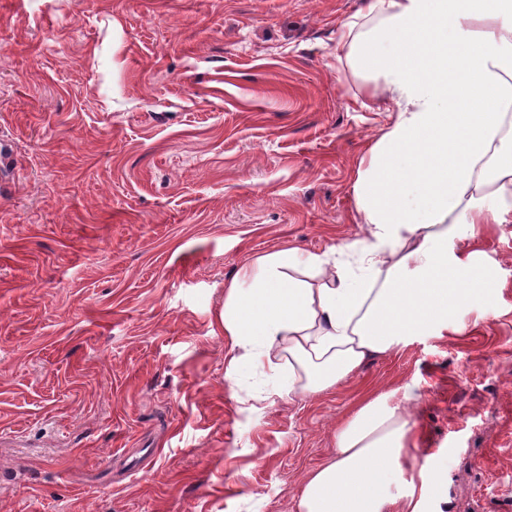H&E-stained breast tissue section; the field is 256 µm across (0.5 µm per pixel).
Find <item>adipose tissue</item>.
<instances>
[{"label": "adipose tissue", "instance_id": "1", "mask_svg": "<svg viewBox=\"0 0 512 512\" xmlns=\"http://www.w3.org/2000/svg\"><path fill=\"white\" fill-rule=\"evenodd\" d=\"M336 55L379 82L391 114L352 185L366 232L256 255L225 287L232 385L251 368L275 394L321 393L447 324L478 279L452 242L512 215V0H363ZM417 441L405 407L363 393L333 456L304 477L297 512H384Z\"/></svg>", "mask_w": 512, "mask_h": 512}]
</instances>
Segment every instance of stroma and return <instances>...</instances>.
<instances>
[{
	"instance_id": "stroma-1",
	"label": "stroma",
	"mask_w": 512,
	"mask_h": 512,
	"mask_svg": "<svg viewBox=\"0 0 512 512\" xmlns=\"http://www.w3.org/2000/svg\"><path fill=\"white\" fill-rule=\"evenodd\" d=\"M360 5L0 0V512H297L366 385L416 397L388 512L423 465L421 512H512V221L451 328L324 393L225 381L241 268L363 234Z\"/></svg>"
}]
</instances>
